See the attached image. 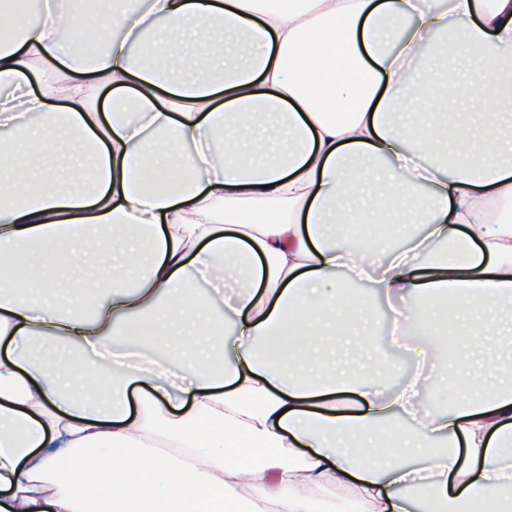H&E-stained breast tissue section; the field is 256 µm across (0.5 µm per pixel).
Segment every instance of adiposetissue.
Instances as JSON below:
<instances>
[{
	"label": "adipose tissue",
	"instance_id": "ef3b65f1",
	"mask_svg": "<svg viewBox=\"0 0 512 512\" xmlns=\"http://www.w3.org/2000/svg\"><path fill=\"white\" fill-rule=\"evenodd\" d=\"M92 11L102 52L60 53V30L87 35L71 6L0 40V258L36 271L23 294L0 278V344L54 337L85 353L0 355V512H336L342 485L361 512H413L401 486L442 512L476 501L512 512V369L469 370L488 337L512 346V138L404 118L408 101L433 108L430 51L452 23L479 61L448 70L449 87L512 103V0H93ZM207 52L237 63L211 77ZM180 61L194 78H178ZM275 128L288 144L271 157ZM60 132L88 150L89 184L48 164ZM448 138L451 162H420ZM356 218L420 231L366 263L346 243ZM92 253L112 281L89 315L56 267ZM200 276L234 289L223 317ZM361 281L401 302L413 336L431 335L452 299L466 354L449 364L464 397L448 412L419 401L423 371L388 397L374 362L359 378L297 370V339L352 335L370 313ZM125 336L140 358L105 360ZM398 411L417 420L398 436L420 468L380 442Z\"/></svg>",
	"mask_w": 512,
	"mask_h": 512
}]
</instances>
